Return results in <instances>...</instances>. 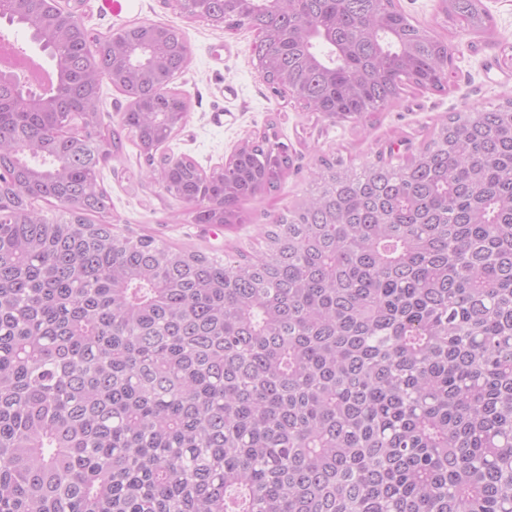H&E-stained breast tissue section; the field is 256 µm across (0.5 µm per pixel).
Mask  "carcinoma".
<instances>
[{
    "label": "carcinoma",
    "instance_id": "cac0c4a2",
    "mask_svg": "<svg viewBox=\"0 0 512 512\" xmlns=\"http://www.w3.org/2000/svg\"><path fill=\"white\" fill-rule=\"evenodd\" d=\"M443 2L493 32L483 0ZM185 9L266 32L265 82L331 119L442 92L453 63L395 0ZM45 13L10 22L33 39ZM162 33L116 126L96 34L45 51L48 106L0 84V512H512V98L398 165L320 159L262 250L221 257L116 231L101 184L129 139L148 182L203 195L190 223L240 224L292 166L267 136L208 179L164 166L189 58Z\"/></svg>",
    "mask_w": 512,
    "mask_h": 512
}]
</instances>
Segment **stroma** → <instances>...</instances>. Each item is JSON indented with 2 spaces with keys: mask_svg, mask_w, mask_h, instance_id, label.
<instances>
[{
  "mask_svg": "<svg viewBox=\"0 0 512 512\" xmlns=\"http://www.w3.org/2000/svg\"><path fill=\"white\" fill-rule=\"evenodd\" d=\"M113 11L106 0H84L81 20L99 33H117L138 22L180 28L192 61L173 81L190 102L181 129L164 145V154L187 156L204 170L223 164L244 140L266 132L287 145L293 165L278 188L243 203L246 223L215 229L190 223V207L159 186L143 184V160L134 144L102 170L118 231L151 234L169 244L213 249L220 254L252 250L259 229L271 215L299 199L319 159L347 165L375 159L388 150L400 161L405 144L421 147L438 120L452 112L496 105L512 96V0H483L495 22L493 35H472L439 12L437 0H397L413 21L434 29L453 46L454 63L444 92L406 89L393 105L367 122L331 120L290 97L273 95L251 53L249 26L227 31L191 18L165 0H121Z\"/></svg>",
  "mask_w": 512,
  "mask_h": 512,
  "instance_id": "stroma-1",
  "label": "stroma"
}]
</instances>
